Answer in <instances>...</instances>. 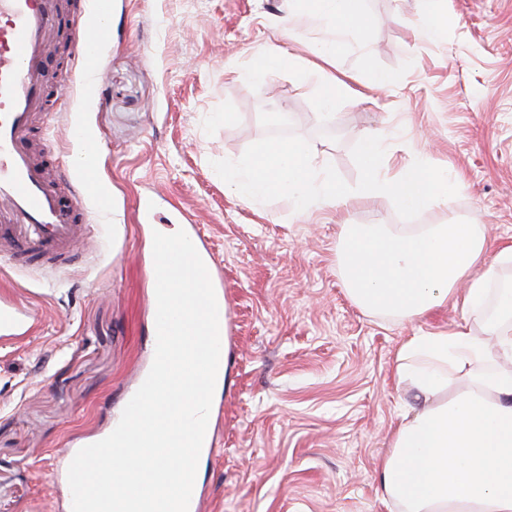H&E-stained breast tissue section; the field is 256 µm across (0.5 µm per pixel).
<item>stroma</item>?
I'll return each mask as SVG.
<instances>
[{"mask_svg":"<svg viewBox=\"0 0 512 512\" xmlns=\"http://www.w3.org/2000/svg\"><path fill=\"white\" fill-rule=\"evenodd\" d=\"M363 6V43L336 57L349 88L325 114L323 88L304 72L272 70L260 84L248 74L273 44L314 57L313 24L281 40L283 0H115L99 67L107 91L82 99L75 73L70 111L48 124L63 166L79 150L71 120L93 129L91 178L111 183L112 210L90 211L67 270L0 267V294L38 319L30 336L0 338V512H66L53 466L73 441L106 431L150 364L155 226L137 223L136 209L151 191L160 213L197 224L233 311V384L218 445L197 470L202 512H398L376 478L398 412L414 403L392 377L396 352L416 333L479 317L456 301L401 321L350 300L336 267L340 222L399 223L389 197L302 215L287 199L230 196L211 166L263 138L259 114L270 110L353 186L360 131H392L383 174L420 155L462 181L418 223L483 224L492 257L512 246V0H442L452 23L439 41L406 27L420 0ZM379 73L394 85L377 86Z\"/></svg>","mask_w":512,"mask_h":512,"instance_id":"1","label":"stroma"}]
</instances>
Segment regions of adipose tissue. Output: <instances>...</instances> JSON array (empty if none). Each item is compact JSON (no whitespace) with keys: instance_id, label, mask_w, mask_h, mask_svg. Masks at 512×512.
Returning <instances> with one entry per match:
<instances>
[{"instance_id":"ef3b65f1","label":"adipose tissue","mask_w":512,"mask_h":512,"mask_svg":"<svg viewBox=\"0 0 512 512\" xmlns=\"http://www.w3.org/2000/svg\"><path fill=\"white\" fill-rule=\"evenodd\" d=\"M301 17L323 34L311 72L328 86L319 103L330 109L346 85L336 55L360 29L361 0H290L282 34ZM486 252L477 224H346L337 266L362 311L413 319L446 305L463 281L464 305L482 308L512 266V248L490 265ZM497 306L482 327L418 333L397 352L394 376L416 403L398 415L378 483L400 512H512V291Z\"/></svg>"}]
</instances>
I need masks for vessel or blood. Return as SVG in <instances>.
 Wrapping results in <instances>:
<instances>
[{
    "label": "vessel or blood",
    "mask_w": 512,
    "mask_h": 512,
    "mask_svg": "<svg viewBox=\"0 0 512 512\" xmlns=\"http://www.w3.org/2000/svg\"><path fill=\"white\" fill-rule=\"evenodd\" d=\"M113 0H74L63 13L59 0H0V263L64 269L78 259L77 246L86 234L89 205L112 206L110 193L88 200L85 175L74 166L51 175L48 157L35 147L37 121L46 110L45 58L49 42L67 31L74 44L73 62L90 82L84 91L102 96L105 84L97 73L103 47L112 40ZM101 22L85 37L88 13ZM185 231L204 261L216 296L224 294V278L210 248L195 225ZM34 326V313L13 297L0 295V334L22 337Z\"/></svg>",
    "instance_id": "vessel-or-blood-1"
}]
</instances>
